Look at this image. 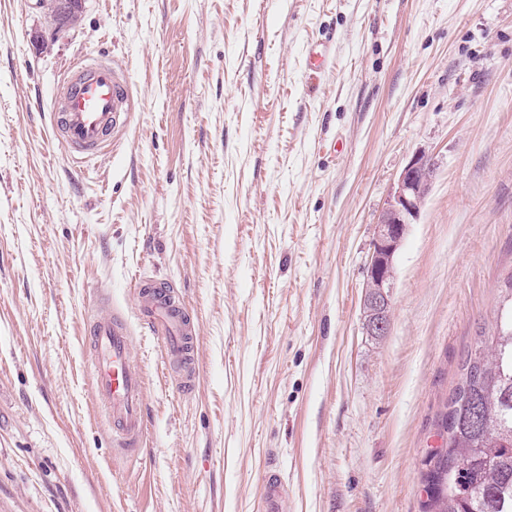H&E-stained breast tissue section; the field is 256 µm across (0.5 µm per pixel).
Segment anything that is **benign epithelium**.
Returning <instances> with one entry per match:
<instances>
[{
	"label": "benign epithelium",
	"mask_w": 512,
	"mask_h": 512,
	"mask_svg": "<svg viewBox=\"0 0 512 512\" xmlns=\"http://www.w3.org/2000/svg\"><path fill=\"white\" fill-rule=\"evenodd\" d=\"M85 0H38L39 7L51 14L57 23L71 29L79 25ZM431 160L417 155L400 173L394 193L382 211L377 224V235L366 269L368 292L363 299V326L368 336L387 334L390 318L387 316L394 288V256L398 251L408 224L417 218L419 208L429 186L419 179L422 168Z\"/></svg>",
	"instance_id": "obj_1"
}]
</instances>
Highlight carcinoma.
<instances>
[{
    "label": "carcinoma",
    "instance_id": "carcinoma-1",
    "mask_svg": "<svg viewBox=\"0 0 512 512\" xmlns=\"http://www.w3.org/2000/svg\"><path fill=\"white\" fill-rule=\"evenodd\" d=\"M502 292L442 415L448 443L430 453L425 512H512V276Z\"/></svg>",
    "mask_w": 512,
    "mask_h": 512
}]
</instances>
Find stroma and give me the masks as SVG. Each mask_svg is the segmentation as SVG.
<instances>
[{"label":"stroma","mask_w":512,"mask_h":512,"mask_svg":"<svg viewBox=\"0 0 512 512\" xmlns=\"http://www.w3.org/2000/svg\"><path fill=\"white\" fill-rule=\"evenodd\" d=\"M0 0V512H423L426 459L512 273V0H86L50 42ZM336 41L312 78L305 46ZM132 81L111 153L71 166L48 112L97 51ZM431 185L363 330L376 224L414 155ZM194 321L196 382L133 283ZM133 321L142 449L113 447L86 319ZM285 486L277 470L269 471L264 478L263 512H284L282 498Z\"/></svg>","instance_id":"35a3bbf8"}]
</instances>
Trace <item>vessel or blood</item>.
<instances>
[{
    "label": "vessel or blood",
    "instance_id": "obj_1",
    "mask_svg": "<svg viewBox=\"0 0 512 512\" xmlns=\"http://www.w3.org/2000/svg\"><path fill=\"white\" fill-rule=\"evenodd\" d=\"M310 69L326 72L333 63L331 37L307 43ZM134 98L123 71L106 56L76 62L59 86L51 122L61 132L68 158L82 165L111 151L117 133L130 126ZM136 315L161 343L165 357L193 364L195 327L171 289L154 282L137 285ZM94 394L112 423L119 447L136 448L146 437L145 373L131 357L132 330L119 316L94 319L86 327ZM285 486L278 471L264 478L263 512H284Z\"/></svg>",
    "mask_w": 512,
    "mask_h": 512
}]
</instances>
